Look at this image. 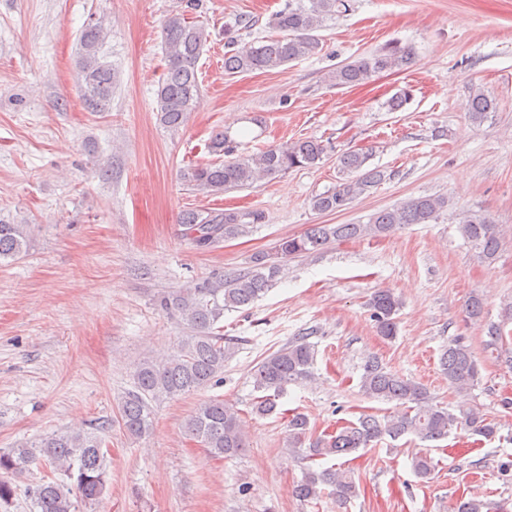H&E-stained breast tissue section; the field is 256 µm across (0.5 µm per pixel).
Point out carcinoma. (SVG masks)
<instances>
[{
	"mask_svg": "<svg viewBox=\"0 0 512 512\" xmlns=\"http://www.w3.org/2000/svg\"><path fill=\"white\" fill-rule=\"evenodd\" d=\"M200 0H180L165 19L161 41L165 70L156 91L159 123L169 129L180 128L188 112L201 95L199 61L209 33L189 15ZM347 0H288L275 14L271 25L280 36L241 42L231 30L224 38L232 49L224 53V74L237 76L266 72L318 53L315 32L325 20L347 11ZM108 33L105 18L89 17L78 36L79 81L84 104L93 112H104L112 102L114 74L112 65L99 56ZM415 62L411 46L392 41L373 52L362 54L337 65L327 73V82L336 87H354L368 83L387 71L404 70ZM495 100L482 90L469 98L466 109L475 122L495 110ZM210 153L218 159L191 164L180 171V179L191 189L219 194L227 190L249 188L298 168L314 167L327 155V146L315 139L296 140L261 150L244 157L234 156L232 140L225 132L211 139ZM371 153L347 151L336 157L342 180L335 187L312 196L310 206L320 214H335L351 207L362 195L386 178L385 171L369 165ZM448 207L441 196L410 198L391 208L379 210L359 224H311L299 235L279 240L275 255L258 253L248 270L229 276L216 275L203 284L179 288L157 296L159 310L180 318L192 332L165 359L147 358L133 374V390L119 407V424L132 439H142L153 429V404L174 400L201 391L219 382L224 362L231 354L219 322L227 309H241L264 295L282 271V262L290 257L313 253L333 240H350L390 234L407 224H430ZM263 213L235 210L189 211L182 214L184 235L201 249L233 239L260 224ZM30 225L0 222V261L19 258L27 247ZM462 237L493 263L501 246L497 224L486 214L466 213L459 221ZM371 318L378 335L393 339L398 333L397 314L402 301L390 288L376 289L368 299ZM315 349L300 337L265 357L254 369V385L263 392L254 405L259 416L277 411V399L286 387L311 377ZM440 367L448 384L463 393L479 379V368L471 349L456 340L443 350ZM362 392L369 398L394 404V410L379 418L363 414L336 431L313 436L307 416L295 413L288 419V458L306 461L303 476L292 495L303 502H313L328 495L344 505L357 493L348 472L330 467L320 471L312 463L318 459L345 456L368 448L384 437L396 440L411 434L422 441H435L454 431H463L491 439L497 427L474 409L459 413L433 402L419 382L386 370L376 360L367 362L360 380ZM110 422L88 432L73 427L19 448L0 450V506L13 499L14 478L42 463L51 474L30 488L37 512H76L79 505H93L106 492L109 482L105 432ZM184 434L212 458L237 456L249 447L246 425L238 410L222 399L208 398L198 403L184 422ZM414 473L426 478L435 469L430 454L421 450L412 459ZM450 512H508L502 504H492L477 496L461 498Z\"/></svg>",
	"mask_w": 512,
	"mask_h": 512,
	"instance_id": "carcinoma-1",
	"label": "carcinoma"
}]
</instances>
